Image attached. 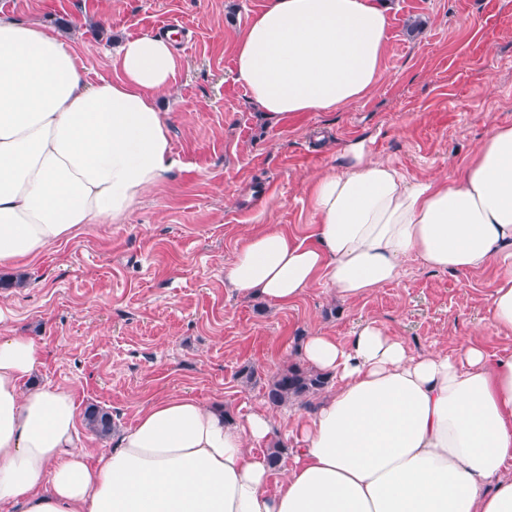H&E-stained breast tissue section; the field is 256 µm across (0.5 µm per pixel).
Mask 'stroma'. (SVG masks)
I'll return each instance as SVG.
<instances>
[{
    "label": "stroma",
    "instance_id": "stroma-1",
    "mask_svg": "<svg viewBox=\"0 0 512 512\" xmlns=\"http://www.w3.org/2000/svg\"><path fill=\"white\" fill-rule=\"evenodd\" d=\"M265 0H0V14L71 41L90 78L113 75L127 37L175 29L181 64L160 99L178 159L121 224H89L0 288V336L36 340L34 381L70 388L116 428L150 402L188 394L241 418L265 385L299 363L306 336L346 342L377 320L417 352L480 339L490 357L512 337L486 324L488 267L466 275L410 259L401 277L356 301L324 283L281 307L224 285V265L253 229L315 223L308 182L364 140L413 179L455 178L495 125H512V0H387L389 47L370 95L333 112L268 123L234 79V49ZM257 382L245 384L247 371Z\"/></svg>",
    "mask_w": 512,
    "mask_h": 512
}]
</instances>
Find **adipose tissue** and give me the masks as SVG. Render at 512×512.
Masks as SVG:
<instances>
[{
  "label": "adipose tissue",
  "mask_w": 512,
  "mask_h": 512,
  "mask_svg": "<svg viewBox=\"0 0 512 512\" xmlns=\"http://www.w3.org/2000/svg\"><path fill=\"white\" fill-rule=\"evenodd\" d=\"M389 16L374 0H266L237 40L234 76L264 117L330 112L372 93ZM117 78L89 82L72 46L0 15V267L38 259L84 224H121L176 164L158 99L180 66L171 33L125 40ZM309 183L301 234L248 233L224 281L280 306L323 281L346 301L405 260L495 266L487 324L512 335V126L492 127L456 179L413 181L348 143ZM333 384L297 412L281 471L266 408L231 422L170 395L91 456L63 387L29 385L43 350L0 336V505L16 512H512V355L480 342L418 354L365 321L346 343L307 336Z\"/></svg>",
  "instance_id": "1"
}]
</instances>
